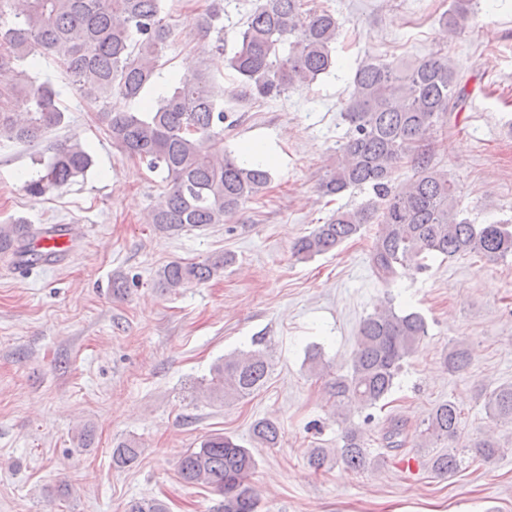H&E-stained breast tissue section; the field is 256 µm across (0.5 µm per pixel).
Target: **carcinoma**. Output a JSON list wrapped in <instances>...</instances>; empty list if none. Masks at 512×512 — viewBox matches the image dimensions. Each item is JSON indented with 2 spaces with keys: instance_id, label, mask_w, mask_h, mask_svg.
Here are the masks:
<instances>
[{
  "instance_id": "carcinoma-1",
  "label": "carcinoma",
  "mask_w": 512,
  "mask_h": 512,
  "mask_svg": "<svg viewBox=\"0 0 512 512\" xmlns=\"http://www.w3.org/2000/svg\"><path fill=\"white\" fill-rule=\"evenodd\" d=\"M163 0H0V70L16 73L17 82L0 92V144H31L64 121L57 106L59 90L53 79L38 73L40 58L54 57L69 84L87 101L100 107L97 116L112 145L164 174L166 189L147 221L163 231L206 228L224 224L266 190L271 174L266 166L250 163L224 149V126H235L224 110V95L205 74L180 79L143 111L127 104L141 99L154 84L160 60L173 27L164 14ZM474 0H453L442 14L448 39L465 32ZM222 9L216 3L197 17L202 32H216V50L224 52ZM340 34L336 14L310 7L304 0H259L239 32L228 65L255 99H277L310 87L336 68L332 45ZM468 91L454 60L439 52L414 61H361L351 81L343 109L348 128L339 141L338 160L319 183L324 196L367 190L371 197L352 208H339L324 223L293 244L300 259L329 253L359 236L367 224L378 225L369 252V266L385 285L415 268L428 269L426 260H451L476 253L491 261L512 257V225L496 221L475 224L463 216L457 188L448 173L437 168L430 148L437 132L456 126ZM36 174L26 180L35 198L84 177L94 165L87 145L67 139L52 148L48 161L34 160ZM408 164L410 178L396 182L398 169ZM31 225L21 218L0 225V252L33 256ZM222 254L200 262L171 261L158 272V285L175 292L191 282L212 279L232 264ZM428 335L419 312L398 313L391 306L368 315L361 323L347 373L327 383L329 400L342 422L350 408L372 409L385 402L406 360ZM255 348L222 359L211 371L205 398L226 403L245 399L266 383L269 361L262 342ZM448 371L460 373L471 364L462 343L444 354ZM485 409L500 422L512 423V384H502L487 396ZM461 411L450 401L440 403L423 421L420 447L442 448L429 458L431 469L448 475L460 465L456 442ZM406 424L387 419L383 441L389 449L404 445ZM251 437L275 448L279 423L256 420ZM336 452L314 448L311 466L319 471L342 460L355 471L371 464L362 433L343 429ZM475 458L491 462L502 456L490 437L470 448ZM141 454L134 439L118 441L112 464L132 465ZM256 460L250 449L233 437L214 433L199 447L184 451L178 474L187 485L205 486L220 496L215 512H256L259 493L251 480ZM126 512H168L157 498L128 502Z\"/></svg>"
}]
</instances>
